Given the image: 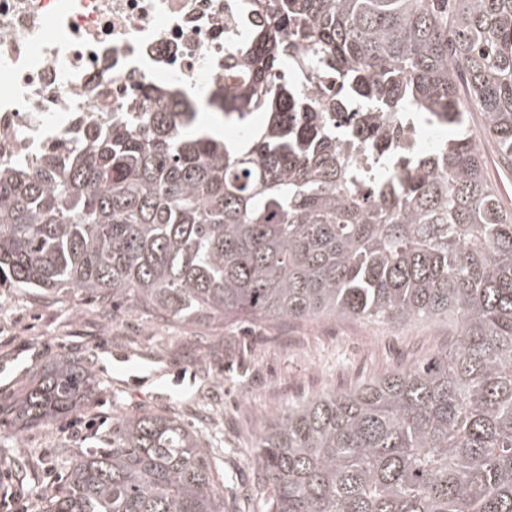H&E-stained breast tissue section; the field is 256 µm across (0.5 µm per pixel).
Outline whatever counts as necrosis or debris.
I'll use <instances>...</instances> for the list:
<instances>
[{"instance_id":"obj_1","label":"necrosis or debris","mask_w":512,"mask_h":512,"mask_svg":"<svg viewBox=\"0 0 512 512\" xmlns=\"http://www.w3.org/2000/svg\"><path fill=\"white\" fill-rule=\"evenodd\" d=\"M248 0H0V166L63 162L159 90L207 106Z\"/></svg>"}]
</instances>
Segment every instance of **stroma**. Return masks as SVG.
<instances>
[{
	"label": "stroma",
	"mask_w": 512,
	"mask_h": 512,
	"mask_svg": "<svg viewBox=\"0 0 512 512\" xmlns=\"http://www.w3.org/2000/svg\"><path fill=\"white\" fill-rule=\"evenodd\" d=\"M487 177L512 210V172L503 169L468 118ZM448 344L444 326L403 328L336 317L217 327L162 322L116 301L102 307L76 292L46 299L0 288V436L19 434L23 450L105 445L113 419L143 411L176 418L209 448L234 512H254L265 488L253 462L255 439L289 405L342 391L411 365ZM62 355L92 356L99 397L79 414L17 431L14 407L36 372ZM43 487L20 486L0 466V512H38Z\"/></svg>",
	"instance_id": "stroma-1"
}]
</instances>
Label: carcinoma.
I'll list each match as a JSON object with an SVG mask.
<instances>
[{
    "instance_id": "obj_1",
    "label": "carcinoma",
    "mask_w": 512,
    "mask_h": 512,
    "mask_svg": "<svg viewBox=\"0 0 512 512\" xmlns=\"http://www.w3.org/2000/svg\"><path fill=\"white\" fill-rule=\"evenodd\" d=\"M260 25L224 70L237 142L171 128L161 101L63 168L0 167V288L126 300L166 321L354 317L448 325V346L367 384L288 407L256 438L258 512H512V214L468 133L482 112L512 169V0H252ZM321 64L314 101L281 77ZM455 129L399 173L336 142L387 141L411 110ZM94 360L61 356L19 428L96 400ZM69 459L41 512H230L208 449L154 412ZM19 477L51 466L0 444Z\"/></svg>"
}]
</instances>
